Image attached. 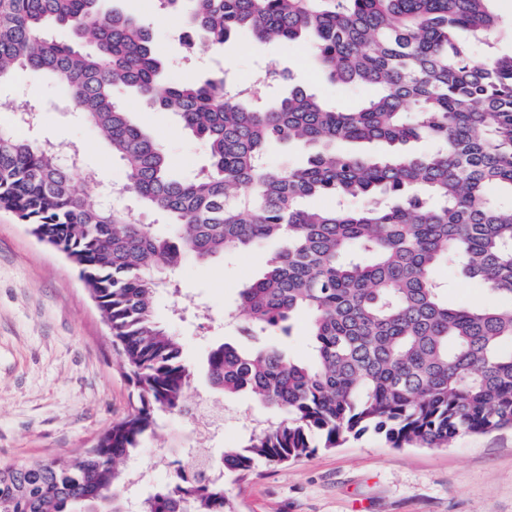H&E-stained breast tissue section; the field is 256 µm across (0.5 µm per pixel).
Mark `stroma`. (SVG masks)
Returning a JSON list of instances; mask_svg holds the SVG:
<instances>
[{
    "mask_svg": "<svg viewBox=\"0 0 512 512\" xmlns=\"http://www.w3.org/2000/svg\"><path fill=\"white\" fill-rule=\"evenodd\" d=\"M103 5L122 8L150 27L171 78L188 71L202 77L218 73L264 93L266 72L274 68L341 109L366 95L364 88L340 86L315 73L305 43H259L240 33L220 49L206 43L190 48L181 39L183 16L161 12L158 0ZM33 98L37 141L66 144L82 169L94 172L99 190L125 181L123 165L82 115L69 112L65 89L42 72L0 82V126H10ZM121 100L153 133L178 174L192 177L203 169L206 145L184 132L174 114L128 94ZM270 253L265 246L180 264L173 286L192 296L201 311L172 314L171 296L164 293L156 313L178 336L190 366L203 367L216 343L251 346L227 314ZM135 400L134 384L77 268L14 214L0 210V461L45 460L90 447ZM202 404L224 411L223 435L208 441L215 449L239 445L253 423L270 416L249 396L222 397L197 376L186 391V414L162 417L158 436L148 438L134 458L131 469L141 477L125 488L126 498L143 499L174 480V470L152 471V455L166 454L181 465L190 461L196 439L188 413ZM226 487L237 512H512V429L464 434L441 448L400 449L369 432L297 462L259 466Z\"/></svg>",
    "mask_w": 512,
    "mask_h": 512,
    "instance_id": "obj_1",
    "label": "stroma"
}]
</instances>
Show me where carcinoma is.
I'll return each instance as SVG.
<instances>
[{"label":"carcinoma","instance_id":"obj_1","mask_svg":"<svg viewBox=\"0 0 512 512\" xmlns=\"http://www.w3.org/2000/svg\"><path fill=\"white\" fill-rule=\"evenodd\" d=\"M491 0H159L194 36L221 46L310 43L332 82L374 95L340 110L288 84L272 102L218 75L170 81L148 26L102 0H0V78L50 74L126 169L134 208L88 200L77 157L0 128V208L78 269L111 326L137 403L90 448L25 464L0 462V512H128L125 459L184 410L193 371L157 319L154 279L187 256L279 249L240 290L252 349L213 345L210 387L251 395L276 420L217 458L180 468L140 512H235L217 469L244 480L367 432L394 448L446 446L461 433L512 427V54L473 57L497 32ZM66 29L71 38L52 37ZM173 112L208 149L206 170L175 176L163 148L116 93ZM412 142L428 144L412 150ZM302 164H271L272 146ZM316 195L332 209H308ZM361 200L360 206L348 202ZM175 226L162 238L141 209ZM448 262L508 304L454 307L436 279ZM310 316L307 362L266 336Z\"/></svg>","mask_w":512,"mask_h":512}]
</instances>
